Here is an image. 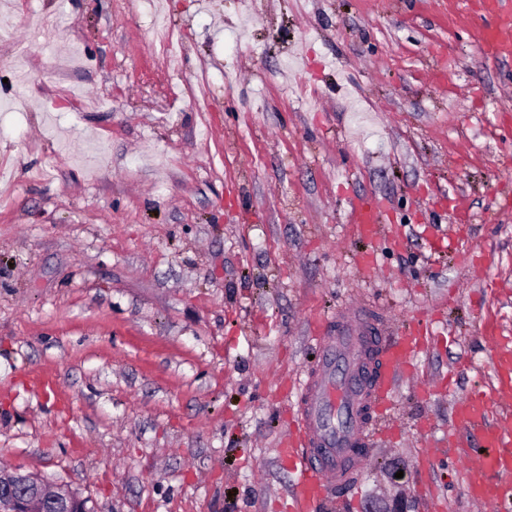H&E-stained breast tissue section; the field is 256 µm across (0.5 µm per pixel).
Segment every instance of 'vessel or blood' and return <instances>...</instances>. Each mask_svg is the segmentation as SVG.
<instances>
[{
    "label": "vessel or blood",
    "mask_w": 512,
    "mask_h": 512,
    "mask_svg": "<svg viewBox=\"0 0 512 512\" xmlns=\"http://www.w3.org/2000/svg\"><path fill=\"white\" fill-rule=\"evenodd\" d=\"M494 18L485 32V51L512 54V9L506 0H484ZM358 238L398 236L384 206L355 208ZM320 354L315 372L301 389L302 434L281 451L296 479L288 490L290 512H314L336 490L349 487L350 474L368 458L367 445L379 434L387 396L412 369L418 335H385L360 312H342L318 328ZM495 385L490 396L459 397L451 409L448 448L465 465L468 495L491 512H512V343L485 330Z\"/></svg>",
    "instance_id": "vessel-or-blood-1"
}]
</instances>
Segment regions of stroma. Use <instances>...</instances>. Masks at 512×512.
I'll return each mask as SVG.
<instances>
[{"label":"stroma","mask_w":512,"mask_h":512,"mask_svg":"<svg viewBox=\"0 0 512 512\" xmlns=\"http://www.w3.org/2000/svg\"><path fill=\"white\" fill-rule=\"evenodd\" d=\"M0 18V466L90 512H288L311 334L366 307L431 345L321 512H479L443 442L453 399L492 391L485 321L512 338V58L484 53L480 0ZM361 201L403 243L354 236Z\"/></svg>","instance_id":"1"}]
</instances>
